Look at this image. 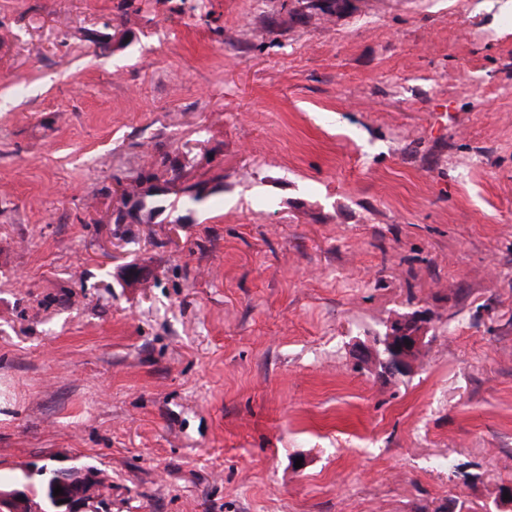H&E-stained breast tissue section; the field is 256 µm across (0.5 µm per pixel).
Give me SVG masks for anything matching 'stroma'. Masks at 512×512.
<instances>
[{
    "instance_id": "stroma-1",
    "label": "stroma",
    "mask_w": 512,
    "mask_h": 512,
    "mask_svg": "<svg viewBox=\"0 0 512 512\" xmlns=\"http://www.w3.org/2000/svg\"><path fill=\"white\" fill-rule=\"evenodd\" d=\"M161 161L202 201L110 222ZM417 311L409 373L356 356ZM45 464L111 512H498L512 0H0V481Z\"/></svg>"
}]
</instances>
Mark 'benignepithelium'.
Returning <instances> with one entry per match:
<instances>
[{"mask_svg":"<svg viewBox=\"0 0 512 512\" xmlns=\"http://www.w3.org/2000/svg\"><path fill=\"white\" fill-rule=\"evenodd\" d=\"M422 321V315L416 313L391 322L388 331L379 340L382 349L370 353L381 374L394 377L410 371L428 344ZM77 473L83 477L87 475V471H80L76 466L55 470V480L48 484L46 490L45 499L49 506L55 512H109L106 506L99 504V499L90 491L65 503L61 502V496L54 495L55 487L71 483ZM24 494L25 489L21 487H15L9 492H0V512H17V508L23 505Z\"/></svg>","mask_w":512,"mask_h":512,"instance_id":"7a95c632","label":"benign epithelium"}]
</instances>
